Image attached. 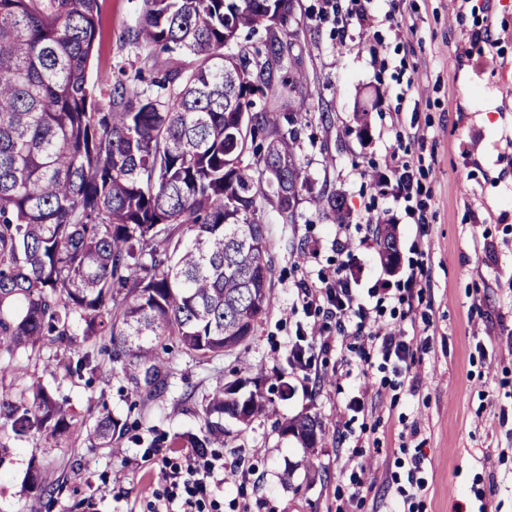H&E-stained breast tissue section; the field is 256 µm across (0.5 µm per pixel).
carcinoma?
Here are the masks:
<instances>
[{
  "instance_id": "obj_1",
  "label": "carcinoma",
  "mask_w": 512,
  "mask_h": 512,
  "mask_svg": "<svg viewBox=\"0 0 512 512\" xmlns=\"http://www.w3.org/2000/svg\"><path fill=\"white\" fill-rule=\"evenodd\" d=\"M125 40L166 55L156 91L142 72L89 76L99 0H0V431L51 440L73 414L44 387L19 384L18 350L89 344L62 368L94 372L98 352L129 372L135 391H166L158 344L173 338L198 360L245 346L269 304L273 266L264 207L283 222L308 196L343 222L344 199L313 192L295 153L301 118L319 105L301 97L284 127L272 70L249 68L260 50L224 49L276 18L285 38L293 0H143ZM253 158L245 160L247 154ZM374 230L387 261L389 224ZM221 385L204 408L206 450L228 416L247 427L264 411ZM314 446L315 416L278 425ZM128 424L106 411L90 434L110 448Z\"/></svg>"
}]
</instances>
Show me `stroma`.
I'll list each match as a JSON object with an SVG mask.
<instances>
[{"label":"stroma","instance_id":"stroma-1","mask_svg":"<svg viewBox=\"0 0 512 512\" xmlns=\"http://www.w3.org/2000/svg\"><path fill=\"white\" fill-rule=\"evenodd\" d=\"M322 3L296 0L294 51L305 82L284 87L275 100L256 98L255 107L286 113L301 95L319 101L297 153L314 191L344 196L347 247L335 242L334 219L308 202H300L291 224L265 208L274 275L247 370L232 356L190 359L166 339L168 390L148 399L108 355L99 356V373L65 379L45 369L41 357L19 352L30 377L71 404L76 431L53 448L37 432L8 440L0 455V512H150L165 493L163 470L183 462L186 436L204 429L206 396L236 380L243 392L268 395L267 412L244 432L225 420L224 440L211 448L224 468L214 473L212 503L203 512H335L337 496L352 490L355 459L365 464L361 512H401L406 503L397 490L407 486L406 463L419 453L428 486L407 503L412 512H476L480 491L498 512H512V346L506 343L512 334V0H490L500 44L484 56L469 48L470 0H370L379 33L371 41L358 22L338 29L323 16ZM142 4L100 0L91 75L150 71L149 51L122 41ZM390 10L402 36L385 19ZM399 134L425 142L416 172L423 191L408 202L376 194L370 181ZM370 203L402 217L396 271L386 269L380 246H359L374 235L365 211ZM408 206L425 212L427 223L404 217ZM345 262L366 303L382 281L396 288L412 266L426 268L430 300L411 319L394 301L382 304L384 319L429 336L409 374H396L376 356L366 375L337 377L340 359L360 362L361 342L352 336L330 351L313 349L309 380L292 369L298 329L318 320L293 287ZM360 392L372 411H347ZM104 407L130 427L109 449L95 447L87 431ZM306 413L324 426L311 448L275 426ZM35 469L52 493L30 487Z\"/></svg>","mask_w":512,"mask_h":512}]
</instances>
